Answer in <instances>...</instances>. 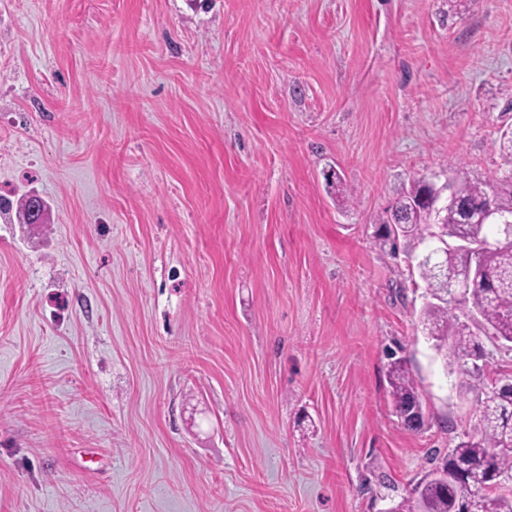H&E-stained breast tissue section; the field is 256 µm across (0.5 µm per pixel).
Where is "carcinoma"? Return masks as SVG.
<instances>
[{
	"instance_id": "cac0c4a2",
	"label": "carcinoma",
	"mask_w": 512,
	"mask_h": 512,
	"mask_svg": "<svg viewBox=\"0 0 512 512\" xmlns=\"http://www.w3.org/2000/svg\"><path fill=\"white\" fill-rule=\"evenodd\" d=\"M462 198L512 216V175L496 182L473 181L461 176L455 182ZM428 179L415 182L379 217L375 244L397 248V239L414 246L428 241L448 243V254L438 269L420 256L416 270L435 302L424 303L419 322L445 365L476 382L473 386L479 418L467 440L448 449L439 474H456L443 486L426 479L416 488V502L398 512H448L451 498L460 496V512H512V495L497 493L512 481V392L500 390L471 361L485 355L482 338L512 344V239L501 226L478 224L462 205L449 208L435 224L428 223L427 205L421 198L433 191ZM461 310L457 315L454 310ZM393 412L411 402H422L417 381L405 358L389 364Z\"/></svg>"
}]
</instances>
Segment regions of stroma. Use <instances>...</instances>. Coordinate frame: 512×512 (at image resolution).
<instances>
[{
  "mask_svg": "<svg viewBox=\"0 0 512 512\" xmlns=\"http://www.w3.org/2000/svg\"><path fill=\"white\" fill-rule=\"evenodd\" d=\"M511 101L512 0H0V512L408 500L477 409L374 222ZM391 356V358H395L396 355L392 353ZM388 377L391 387L393 412L398 418L400 425L412 433H418L425 429L429 421V416L424 408L417 381L409 368L407 360L403 357H399L391 361L389 364ZM416 401L419 402L422 407V421L419 424L404 422L398 417V410L404 405Z\"/></svg>",
  "mask_w": 512,
  "mask_h": 512,
  "instance_id": "1",
  "label": "stroma"
}]
</instances>
